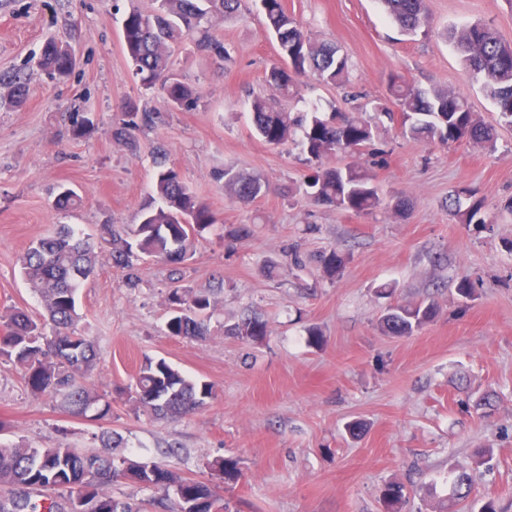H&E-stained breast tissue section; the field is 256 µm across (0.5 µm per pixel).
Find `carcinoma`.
<instances>
[{
    "instance_id": "obj_1",
    "label": "carcinoma",
    "mask_w": 512,
    "mask_h": 512,
    "mask_svg": "<svg viewBox=\"0 0 512 512\" xmlns=\"http://www.w3.org/2000/svg\"><path fill=\"white\" fill-rule=\"evenodd\" d=\"M387 16L401 32L411 35L428 27L425 0H379ZM149 12L133 9L122 20L126 53L146 89L157 88L172 108L197 106L198 94L191 85L173 73V55L185 40H195L198 49L222 60L228 50L213 37L216 20L238 13L241 0H154ZM264 24L277 42L280 62L266 73L265 82L273 94L288 98L295 93L297 78L310 73L329 85L345 82L348 66L336 46L315 42L288 14L282 0H260ZM449 41L458 51L467 72L481 81L483 91L495 105L496 122L512 126V43L502 39L494 28L482 22L453 28ZM74 63L71 52L49 41L38 66L52 73L67 75ZM388 91L400 114L407 117L402 135L420 142L443 145L468 140L492 151L495 126L478 121L466 107L464 97L444 88L422 91L398 74L389 76ZM124 119L113 130V140L136 147L135 131L150 128L154 113L141 112L129 100L123 105ZM255 130L265 142L283 145L293 137L306 155L309 173L303 182L304 194L315 204L329 205L356 213H369L382 200L373 179L353 164L336 167L326 159L337 153L359 151L370 143L372 126L337 108L322 112L310 108L292 113L257 97L251 102ZM156 172L152 190L155 205L140 211L137 224H102L96 237H89L69 225L28 245L20 257V273L37 294L44 314L36 317L13 308L0 316V356L18 365L32 392L59 398L61 407L73 416L94 415L103 420L112 411V399L88 384L96 367L93 342L78 329L76 294L81 284L94 276L99 257L108 253L113 267L121 272L127 288L140 284L139 269L149 260H163L173 266L171 279L180 281L179 265L195 254L202 234L218 223L208 203L200 199L167 163L166 151L157 147ZM224 192L242 202L265 195L268 184L257 175L226 169L216 176ZM483 203L474 202L458 213L464 224L486 227ZM323 272L333 279L345 267L344 257L331 250L321 255ZM171 335L204 340L209 335L211 296L179 286L168 292ZM437 305L431 299L405 302L387 308L381 328L395 336L412 334L432 322ZM231 336L256 340L267 335V323L245 319L225 330ZM213 386L193 380L165 359L148 358L141 365L131 397L156 416L181 417L204 407L213 398ZM93 440L104 453L80 454L64 443L49 448L26 444L0 443V512H140L131 503L113 497L104 487L113 482H130L151 489L149 499L155 512H229L220 486L229 463L217 457L207 463L211 478L192 479L173 468L149 465L115 449L121 447L117 432L101 431ZM452 502L455 510L440 505L438 512H471L472 484L468 474L453 479ZM383 499L391 508L406 499V486L392 483Z\"/></svg>"
}]
</instances>
